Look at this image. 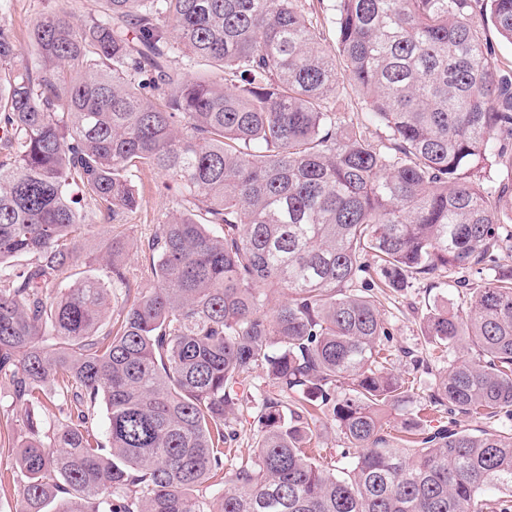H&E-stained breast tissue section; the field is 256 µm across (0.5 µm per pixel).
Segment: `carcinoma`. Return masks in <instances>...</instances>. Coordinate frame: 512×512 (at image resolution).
Returning a JSON list of instances; mask_svg holds the SVG:
<instances>
[{"label": "carcinoma", "mask_w": 512, "mask_h": 512, "mask_svg": "<svg viewBox=\"0 0 512 512\" xmlns=\"http://www.w3.org/2000/svg\"><path fill=\"white\" fill-rule=\"evenodd\" d=\"M305 2L100 0L80 25L51 7L18 67L0 0L14 512H512V429L426 437L418 409L394 444L408 381L371 294L491 271L462 314L424 316L434 348L471 351L432 399L512 417V185L488 170L512 141V65L479 24L512 44V0H331L334 52ZM146 170L181 196L140 245L147 286L112 238L120 299L75 277L74 244L139 208ZM245 408L256 451L211 503ZM320 414L355 449L339 475L312 456Z\"/></svg>", "instance_id": "1"}]
</instances>
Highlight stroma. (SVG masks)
Returning a JSON list of instances; mask_svg holds the SVG:
<instances>
[{
    "mask_svg": "<svg viewBox=\"0 0 512 512\" xmlns=\"http://www.w3.org/2000/svg\"><path fill=\"white\" fill-rule=\"evenodd\" d=\"M134 182L141 197L140 208L128 216L124 225H97L82 233L76 242L77 271L87 276L105 278L106 271L98 263L97 257L106 250L113 237L123 236L136 243L147 240L158 228V215L174 206L173 194L160 192L158 174L143 172L135 176ZM481 284L479 275L452 270L446 282L420 280L411 288L388 293L382 298V310L392 333L391 366L395 373L412 381L405 402L389 415L390 425L399 424L403 411L420 407L427 409V426L433 430L443 426L472 432L512 427L510 419L471 418L448 413L445 407L431 404V385L436 374L468 359L469 354L461 347L449 350L448 354L442 356L432 351L422 334L423 317L428 309L436 306L454 314L459 313L465 307L470 289Z\"/></svg>",
    "mask_w": 512,
    "mask_h": 512,
    "instance_id": "obj_1",
    "label": "stroma"
}]
</instances>
